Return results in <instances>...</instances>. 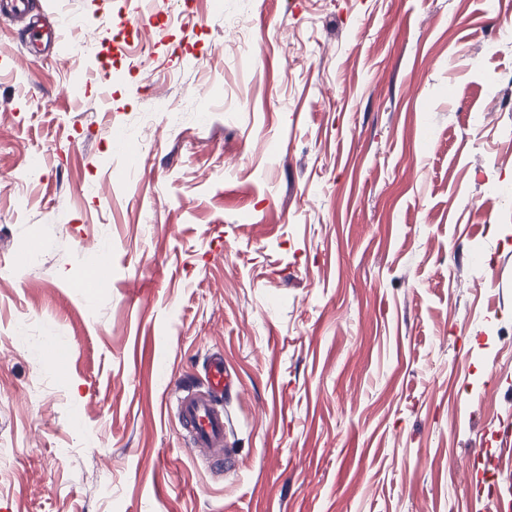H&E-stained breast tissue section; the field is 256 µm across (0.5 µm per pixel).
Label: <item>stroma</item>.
Returning <instances> with one entry per match:
<instances>
[{
	"label": "stroma",
	"mask_w": 512,
	"mask_h": 512,
	"mask_svg": "<svg viewBox=\"0 0 512 512\" xmlns=\"http://www.w3.org/2000/svg\"><path fill=\"white\" fill-rule=\"evenodd\" d=\"M32 2L72 26L0 12V512H497L512 0H153L128 54L140 0ZM216 352L229 473L177 418Z\"/></svg>",
	"instance_id": "stroma-1"
}]
</instances>
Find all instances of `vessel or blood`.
Wrapping results in <instances>:
<instances>
[{"mask_svg":"<svg viewBox=\"0 0 512 512\" xmlns=\"http://www.w3.org/2000/svg\"><path fill=\"white\" fill-rule=\"evenodd\" d=\"M204 392L187 394L178 400V415L190 437L191 451L213 452L223 446L227 424L224 397L234 389L222 354L208 357L204 365Z\"/></svg>","mask_w":512,"mask_h":512,"instance_id":"obj_1","label":"vessel or blood"}]
</instances>
